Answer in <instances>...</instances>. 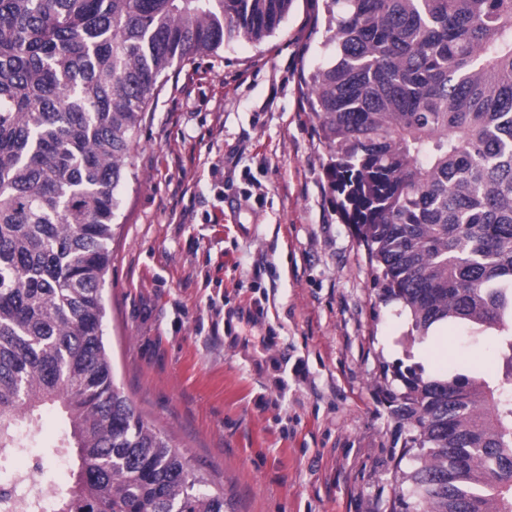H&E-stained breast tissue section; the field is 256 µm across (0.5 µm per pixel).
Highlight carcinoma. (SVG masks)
<instances>
[{"label":"carcinoma","instance_id":"carcinoma-1","mask_svg":"<svg viewBox=\"0 0 512 512\" xmlns=\"http://www.w3.org/2000/svg\"><path fill=\"white\" fill-rule=\"evenodd\" d=\"M293 0H0V483L50 406L74 453L53 512H228L114 382L105 276L118 189L160 77ZM312 75L328 175L420 341L496 339L494 371L397 370L422 512H512V0H330ZM16 512H36L23 491Z\"/></svg>","mask_w":512,"mask_h":512}]
</instances>
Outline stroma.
Returning a JSON list of instances; mask_svg holds the SVG:
<instances>
[{"label": "stroma", "instance_id": "35a3bbf8", "mask_svg": "<svg viewBox=\"0 0 512 512\" xmlns=\"http://www.w3.org/2000/svg\"><path fill=\"white\" fill-rule=\"evenodd\" d=\"M327 0H294L270 36L168 71L118 190L105 321L115 378L232 512H400L396 366L462 374L495 343L449 325L439 348L383 300L327 174L309 80L332 57ZM262 300L264 352L235 336ZM302 364L280 388L278 361ZM53 411L25 455L67 489Z\"/></svg>", "mask_w": 512, "mask_h": 512}]
</instances>
